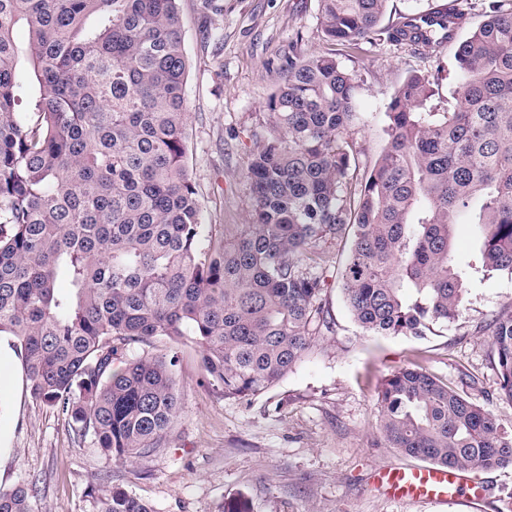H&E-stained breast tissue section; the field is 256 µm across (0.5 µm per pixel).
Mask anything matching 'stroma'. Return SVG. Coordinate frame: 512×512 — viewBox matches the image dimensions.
I'll return each mask as SVG.
<instances>
[{
  "instance_id": "1",
  "label": "stroma",
  "mask_w": 512,
  "mask_h": 512,
  "mask_svg": "<svg viewBox=\"0 0 512 512\" xmlns=\"http://www.w3.org/2000/svg\"><path fill=\"white\" fill-rule=\"evenodd\" d=\"M190 70L187 165L207 224H246L252 200L246 173L267 116L264 105L286 59L332 53L358 84L349 129L360 169L387 143L386 107L403 80L443 67L440 97L453 86L455 44L430 54L386 41L351 49L325 37L318 0H177ZM348 240L318 248L331 327L273 389L252 400L224 398L208 385L198 353H177L182 412L163 447L126 463L107 459L91 437H77L62 413L19 385L0 407V489L36 483L38 512H93L114 485L154 512H221L245 496L252 512H503L512 468L479 473L487 495L473 506H421L388 497L368 477L378 467L412 465L385 447L375 412L382 381L418 363L459 392L488 404L512 428V404L493 400L497 373L490 340L478 328L490 313L512 309V276L473 282L464 309L423 337L370 336L344 303L340 273Z\"/></svg>"
}]
</instances>
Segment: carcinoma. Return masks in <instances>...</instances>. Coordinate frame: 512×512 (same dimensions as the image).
<instances>
[{
	"label": "carcinoma",
	"instance_id": "cac0c4a2",
	"mask_svg": "<svg viewBox=\"0 0 512 512\" xmlns=\"http://www.w3.org/2000/svg\"><path fill=\"white\" fill-rule=\"evenodd\" d=\"M325 36L438 49L465 21L457 0L387 16L389 0H319ZM455 52L456 86L412 74L386 107V148L352 166L358 85L329 54L288 59L265 108L247 182L252 223L204 224L186 163L188 60L177 0H0V336L31 395L115 462L146 457L181 410L177 356H118L189 342L208 382L250 400L304 358L324 278L308 250L352 234L341 275L371 336H424L455 321L468 286L512 275V0ZM29 31L25 47L14 32ZM478 226V264L453 259ZM512 403V310L479 326ZM384 444L433 466L512 468V429L421 366L378 391ZM37 484L0 490V512H37ZM96 512H154L114 486ZM455 235L454 259L459 263H465L471 258L475 250L476 228L473 224H457Z\"/></svg>",
	"mask_w": 512,
	"mask_h": 512
}]
</instances>
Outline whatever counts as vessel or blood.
<instances>
[{
	"mask_svg": "<svg viewBox=\"0 0 512 512\" xmlns=\"http://www.w3.org/2000/svg\"><path fill=\"white\" fill-rule=\"evenodd\" d=\"M370 483L387 496L426 504L452 503L465 493L474 502L486 496L484 486L467 482L461 471L437 467H379L371 473Z\"/></svg>",
	"mask_w": 512,
	"mask_h": 512,
	"instance_id": "1",
	"label": "vessel or blood"
}]
</instances>
